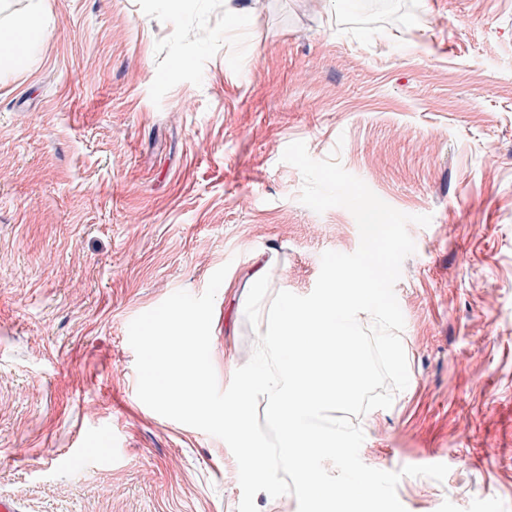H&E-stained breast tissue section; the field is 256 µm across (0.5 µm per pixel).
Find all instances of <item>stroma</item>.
I'll use <instances>...</instances> for the list:
<instances>
[{
	"label": "stroma",
	"mask_w": 512,
	"mask_h": 512,
	"mask_svg": "<svg viewBox=\"0 0 512 512\" xmlns=\"http://www.w3.org/2000/svg\"><path fill=\"white\" fill-rule=\"evenodd\" d=\"M43 0L0 63V496L22 512H237L225 442L137 396L128 325L221 266L211 358L249 361V282L309 294L352 214L299 201L294 141L408 224L409 384L358 418L406 512H512V0ZM113 437L118 460L86 463ZM38 15V24L28 22L23 24H10L0 21V56L13 63H22L33 51L36 44L41 40L45 33V28L41 21L40 6H33ZM24 46V48H23ZM3 51H2V49ZM23 48V52L18 55Z\"/></svg>",
	"instance_id": "35a3bbf8"
}]
</instances>
